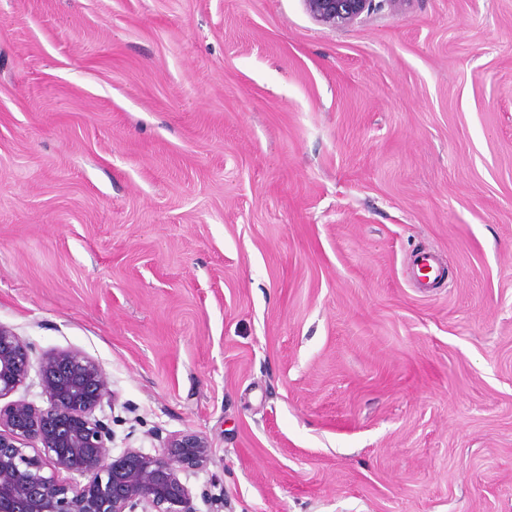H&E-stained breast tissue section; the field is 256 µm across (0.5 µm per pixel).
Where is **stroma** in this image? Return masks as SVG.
Masks as SVG:
<instances>
[{
  "label": "stroma",
  "instance_id": "35a3bbf8",
  "mask_svg": "<svg viewBox=\"0 0 512 512\" xmlns=\"http://www.w3.org/2000/svg\"><path fill=\"white\" fill-rule=\"evenodd\" d=\"M0 325L198 512H512V0H0ZM302 3L314 22L332 29L355 23L377 6L375 0H302Z\"/></svg>",
  "mask_w": 512,
  "mask_h": 512
}]
</instances>
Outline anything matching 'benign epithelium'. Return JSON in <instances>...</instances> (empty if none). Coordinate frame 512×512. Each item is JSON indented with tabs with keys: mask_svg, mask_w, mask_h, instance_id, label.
Masks as SVG:
<instances>
[{
	"mask_svg": "<svg viewBox=\"0 0 512 512\" xmlns=\"http://www.w3.org/2000/svg\"><path fill=\"white\" fill-rule=\"evenodd\" d=\"M317 24L336 29L355 23L375 0H302ZM34 349L0 325V399L24 386L32 368L46 406L18 399L0 406V512H197L181 474L205 467L207 437L174 434L154 455L138 448L110 453L112 431L95 415L115 405L101 366L79 352L33 361ZM40 447L29 449L31 442ZM64 468L82 481L64 483Z\"/></svg>",
	"mask_w": 512,
	"mask_h": 512,
	"instance_id": "obj_1",
	"label": "benign epithelium"
}]
</instances>
